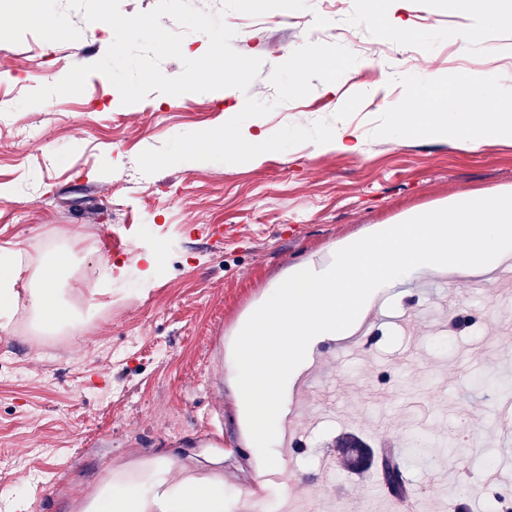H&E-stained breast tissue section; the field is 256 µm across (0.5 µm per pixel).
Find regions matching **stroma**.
Masks as SVG:
<instances>
[{"mask_svg": "<svg viewBox=\"0 0 512 512\" xmlns=\"http://www.w3.org/2000/svg\"><path fill=\"white\" fill-rule=\"evenodd\" d=\"M291 22L278 11L230 12L233 47L262 58L248 91L234 88L171 96L150 93L122 104L102 74L82 93L0 114V249L21 248L25 270L7 317H0V512H87L70 490L94 493L108 469L141 482L139 462L186 461L223 472L219 494L232 512L265 468L248 452V429L231 381L236 336L250 311L292 266L334 255L348 238L379 224H398L464 195L512 193V143L476 148L382 133L389 108L408 94L410 73L494 71L512 81V29L487 31L477 42L448 39L465 20L451 0H410L414 31L404 41L380 40L361 17V0H309ZM70 19L74 42L26 34L0 42V95L15 100L52 85L73 66L100 60L113 41L83 13ZM344 42L357 55L337 93L315 83L304 98L275 104L258 123L274 145L241 164L187 161L152 175L136 159L170 138L216 128L238 114L247 97L273 102V68L306 42ZM357 131L358 150L326 147V134ZM224 227L212 245L199 230ZM126 247L115 258L111 295L88 292L86 273L103 272L107 236ZM72 245L78 263L66 290L70 307L84 300L96 316L81 331L34 325L30 279L55 248ZM157 258L142 275L144 254ZM452 300H444L445 290ZM379 321L363 342L367 354H335L319 384L320 401L335 405L334 421L305 438L295 469L347 512H386L389 495L373 471L346 468L338 438L355 433L373 448L398 449L417 502L440 496L434 459L458 435L472 442L466 465L451 480L464 504L486 512L495 494H470L473 478H488L512 444L501 425L512 390V297L474 291L465 279L443 282L419 273L381 294ZM423 312L438 334H395L393 312ZM224 334V354L210 343ZM391 416L383 436L372 420ZM431 444L418 456L408 437ZM222 441L204 445V435ZM331 456L322 471L317 461Z\"/></svg>", "mask_w": 512, "mask_h": 512, "instance_id": "stroma-1", "label": "stroma"}]
</instances>
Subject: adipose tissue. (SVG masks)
<instances>
[{
  "label": "adipose tissue",
  "mask_w": 512,
  "mask_h": 512,
  "mask_svg": "<svg viewBox=\"0 0 512 512\" xmlns=\"http://www.w3.org/2000/svg\"><path fill=\"white\" fill-rule=\"evenodd\" d=\"M455 8L469 16V24L449 32V39L469 44L487 29L512 28V0H452ZM408 0H364V14L380 21L381 35L407 39L411 31L401 13ZM409 93L402 106L394 107L383 129L394 139L419 137L435 141L477 146L487 142L512 141V84L494 73L470 78L457 72L442 76L416 73L408 77ZM73 263L72 253L57 249L52 259L36 273L31 291L37 321L82 323V313L63 304L61 294ZM223 512L224 502L215 488L187 485L178 480L164 493H147L118 482L115 493L104 501L100 512Z\"/></svg>",
  "instance_id": "ef3b65f1"
}]
</instances>
